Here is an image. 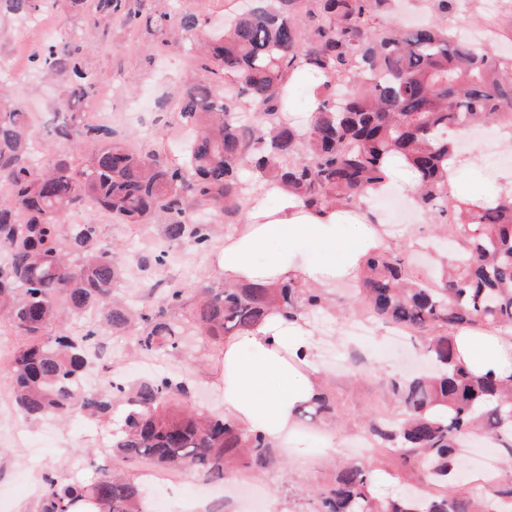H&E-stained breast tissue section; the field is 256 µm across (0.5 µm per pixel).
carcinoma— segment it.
<instances>
[{"mask_svg": "<svg viewBox=\"0 0 512 512\" xmlns=\"http://www.w3.org/2000/svg\"><path fill=\"white\" fill-rule=\"evenodd\" d=\"M87 11L88 28L121 15L135 24L132 0H67ZM224 31L202 46L193 34L203 25L195 12L174 22L167 14L146 23L168 35L218 78L182 86L178 116L191 137L181 157L133 149L81 104L100 82L83 59L80 37L69 34L43 47L34 67L68 78L65 97L48 129L43 151L16 102L0 86V317L28 342L7 367L14 403L30 421L52 415L107 416L112 401L129 410L111 447L126 459L145 458L156 468L186 470L206 481L224 480L237 462L257 470L278 463L273 444L192 403L188 373L160 374L129 390L122 382L90 391L81 376L99 328L135 331L144 355L178 353L192 333L220 345L257 324L269 311L288 319L310 316L327 302L324 290L291 280L273 285L223 281L189 289L165 285L156 306L135 312L117 298L121 262L102 243L103 225L66 224L65 216L93 200L120 224L164 220L167 245L210 249L215 225L191 221L199 205L216 216H236L260 185H278L306 208L351 207L378 193L399 162L414 177L423 211L450 228L444 236L467 253L448 262L438 284L415 279L403 258L371 253L362 272L360 299L382 320L424 339L439 365L437 375L395 383L391 395L400 418L372 419L369 433L419 471L425 496L402 489L380 498L373 471L351 464L335 484L316 492L313 512H491L512 507V478L489 475L482 485L462 470V438L490 439L512 457V384L493 373L477 375L459 359L461 328L512 336V195L494 204L448 195L452 133L475 123L512 130V56L495 59L441 22L409 29L378 25L382 0H250ZM43 0H0V15L30 20ZM306 71L315 81L317 106L304 126L288 117L287 76ZM257 119L242 116V104ZM54 142L85 146L80 161L44 162ZM249 169L251 177L242 175ZM101 315L79 336L67 315ZM319 395L299 415L329 413ZM135 479L101 469L90 482L50 477L39 512H74L83 502L94 512H145Z\"/></svg>", "mask_w": 512, "mask_h": 512, "instance_id": "1", "label": "carcinoma"}]
</instances>
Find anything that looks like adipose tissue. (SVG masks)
Masks as SVG:
<instances>
[{
	"mask_svg": "<svg viewBox=\"0 0 512 512\" xmlns=\"http://www.w3.org/2000/svg\"><path fill=\"white\" fill-rule=\"evenodd\" d=\"M275 197L268 206L267 197ZM273 239L287 247L257 263L259 249ZM387 236L375 230L367 213L348 216L333 209L304 207L281 188L254 197L247 222L225 238L217 265L225 281L270 284L299 279L328 284L357 274L366 255L387 250ZM339 252L336 261L328 252ZM459 357L474 373L512 376V343L489 334L462 330ZM317 350L305 319L293 321L269 312L259 323L224 342V416L251 433L278 443L290 434L298 410L318 391Z\"/></svg>",
	"mask_w": 512,
	"mask_h": 512,
	"instance_id": "ef3b65f1",
	"label": "adipose tissue"
}]
</instances>
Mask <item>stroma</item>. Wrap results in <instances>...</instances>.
I'll use <instances>...</instances> for the list:
<instances>
[{
    "label": "stroma",
    "instance_id": "obj_1",
    "mask_svg": "<svg viewBox=\"0 0 512 512\" xmlns=\"http://www.w3.org/2000/svg\"><path fill=\"white\" fill-rule=\"evenodd\" d=\"M485 0H456L448 12V23L458 29L490 30L491 50H512V0L500 10L490 11ZM234 0H144V14L177 15L191 9L201 13L212 26H220ZM47 25L57 26L59 34L83 33L81 14L48 5L43 10ZM84 35V33H83ZM45 36L34 23L23 24L8 15L0 16V61L12 59L26 67L40 51ZM83 57L86 64L101 75L99 91L112 95L110 128L126 136L138 150H158L177 157L182 139L174 123L180 96V80L192 75L203 78L191 57L167 50L162 36L140 24L128 27L112 22L91 35H84ZM0 80L17 84L22 103L35 127H42L63 98L66 77L45 78L31 72L18 81L0 68ZM466 159L454 169L449 192L469 190L488 200L502 195V175L512 170V139L504 132H471L467 135ZM408 172L394 167L391 189L398 194L396 207L372 202L371 210L382 229L393 238L395 254L409 261L414 274L422 280L438 283L448 256L437 248L438 226L426 214L411 205L406 195ZM94 220L103 227L104 244L117 243L120 259L147 254L150 248L164 244L160 223L133 226L116 224L103 214L74 212L71 222ZM237 225L219 228L211 251L198 253L191 246L171 249L167 265L160 269L133 265L120 288L125 301L135 307L149 302L148 288L161 280H180L202 284L220 280L217 254L226 236L235 234ZM357 279L339 280L326 286V309L311 322L313 339L320 351L317 366L323 387L334 406V416L305 418L287 448L281 449L279 465L254 473L240 468L235 478L208 484L190 472L179 481L167 478L166 471L144 460L124 461L111 454V434L119 427L124 408L114 405L109 418L96 421L77 415L65 422L52 418L26 421L10 398L9 384L0 375V512H38L39 500L48 476L76 481H91L104 466H117L147 489L151 508L163 512H191L196 502L207 505L208 512H224L225 498L242 489L253 497L251 508L236 512H274L276 506L289 512H311L313 491L333 483L336 473L350 460H359L374 470L376 489L385 496L400 484L411 480L398 457L371 440L367 431L370 418L379 414L396 416L397 402L388 396L391 381L407 377L417 365L418 349L410 336L393 338L389 325L375 319L358 299ZM99 349L91 354L84 375L85 387L105 389L111 375L125 372L126 383L181 367V358L164 354H140L132 334L101 333ZM184 351L191 358V377L199 389L197 403L215 414H223L221 351L213 343L188 337ZM331 439L332 448L322 445Z\"/></svg>",
    "mask_w": 512,
    "mask_h": 512
}]
</instances>
